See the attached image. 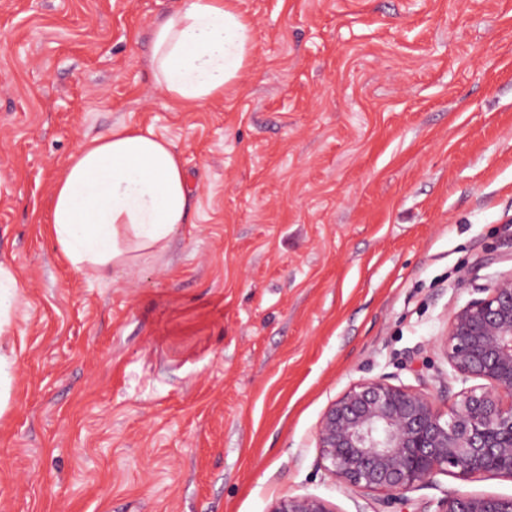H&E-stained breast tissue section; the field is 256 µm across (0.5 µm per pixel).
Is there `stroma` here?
<instances>
[{
  "label": "stroma",
  "instance_id": "35a3bbf8",
  "mask_svg": "<svg viewBox=\"0 0 512 512\" xmlns=\"http://www.w3.org/2000/svg\"><path fill=\"white\" fill-rule=\"evenodd\" d=\"M184 3L0 0V257L25 282L0 512H376L319 466L316 426L364 379L460 389L438 338L512 272V0H239L253 50L193 108L149 65ZM120 125L173 142L189 222L79 274L50 198ZM458 490L512 479L439 475L401 512ZM269 512H338L315 495L286 496L277 500Z\"/></svg>",
  "mask_w": 512,
  "mask_h": 512
}]
</instances>
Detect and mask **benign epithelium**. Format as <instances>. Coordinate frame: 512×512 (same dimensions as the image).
Returning a JSON list of instances; mask_svg holds the SVG:
<instances>
[{
    "label": "benign epithelium",
    "instance_id": "obj_1",
    "mask_svg": "<svg viewBox=\"0 0 512 512\" xmlns=\"http://www.w3.org/2000/svg\"><path fill=\"white\" fill-rule=\"evenodd\" d=\"M448 318L440 337L448 379L462 384L447 408L431 393L385 378L351 385L321 415L320 466L389 508L438 475L512 479V272ZM269 512H336L315 495L286 496ZM434 512H512V495H445Z\"/></svg>",
    "mask_w": 512,
    "mask_h": 512
}]
</instances>
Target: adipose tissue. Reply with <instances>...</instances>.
<instances>
[{"label":"adipose tissue","mask_w":512,"mask_h":512,"mask_svg":"<svg viewBox=\"0 0 512 512\" xmlns=\"http://www.w3.org/2000/svg\"><path fill=\"white\" fill-rule=\"evenodd\" d=\"M252 23L236 0H186L152 33L150 66L171 101L198 106L236 80ZM191 188L173 143L119 127L82 144L57 181L48 231L76 272H104L163 250L185 224Z\"/></svg>","instance_id":"ef3b65f1"}]
</instances>
